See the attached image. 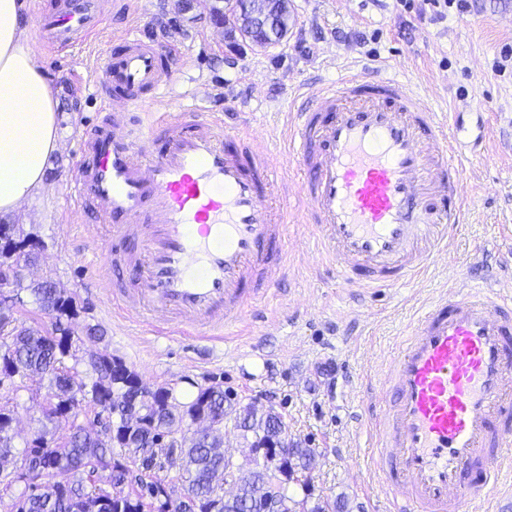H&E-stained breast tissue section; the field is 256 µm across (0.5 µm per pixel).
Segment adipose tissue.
I'll use <instances>...</instances> for the list:
<instances>
[{"label":"adipose tissue","mask_w":512,"mask_h":512,"mask_svg":"<svg viewBox=\"0 0 512 512\" xmlns=\"http://www.w3.org/2000/svg\"><path fill=\"white\" fill-rule=\"evenodd\" d=\"M26 0H0V215L39 187L57 148L52 89L22 19Z\"/></svg>","instance_id":"adipose-tissue-1"}]
</instances>
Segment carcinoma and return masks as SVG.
Instances as JSON below:
<instances>
[{
  "label": "carcinoma",
  "instance_id": "obj_1",
  "mask_svg": "<svg viewBox=\"0 0 512 512\" xmlns=\"http://www.w3.org/2000/svg\"><path fill=\"white\" fill-rule=\"evenodd\" d=\"M29 242L30 235L24 233L22 225L0 224V280L21 284L15 271L37 259ZM29 290L38 308L53 317L54 323L46 330L13 326L10 318L0 314V377L48 381L45 415L54 426L69 422L72 411L80 405L77 394L84 391L107 417L102 435L80 425L72 426L63 442L55 441L46 427L34 434L15 461L35 470L40 486L13 496L11 512H144L153 490L163 484L156 476L157 461L173 455L181 460L186 491L194 496L197 512H245L268 472L239 470L233 476L237 498L226 502L224 455L213 452L223 447V432L217 429L209 439L184 435L178 439L175 434L183 431V423L202 416L221 427L231 419L251 445L259 446L288 438L275 415L250 411L242 416L231 394L219 385L201 387L190 402L171 406L167 388L161 387L152 397L140 399L144 412L141 423L129 424L116 408L139 395L138 375L121 360L99 352L89 361L97 379L90 390H85L77 372L66 364L78 327L73 301L48 279L29 286ZM13 440L10 410L0 405V460L12 456ZM117 448L125 449V453H115ZM314 458L313 449L295 445L288 458L275 461L273 468L288 485L299 481V474L312 467ZM102 462L121 468L123 475L137 473V487L121 489L117 498L98 492L92 475Z\"/></svg>",
  "mask_w": 512,
  "mask_h": 512
}]
</instances>
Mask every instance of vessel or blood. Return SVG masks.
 Segmentation results:
<instances>
[{"instance_id":"vessel-or-blood-1","label":"vessel or blood","mask_w":512,"mask_h":512,"mask_svg":"<svg viewBox=\"0 0 512 512\" xmlns=\"http://www.w3.org/2000/svg\"><path fill=\"white\" fill-rule=\"evenodd\" d=\"M98 21L99 0H56L39 37L68 46ZM94 67L123 113L82 143L74 189L111 221L113 237L140 244L123 258L141 275L120 310L158 336L215 343L241 335L256 284L288 273L271 262L287 237L271 201L273 185L288 183L287 162L193 102L127 121L125 111L174 81L153 40L128 33L123 52L100 55ZM378 70L372 80L345 67L310 93V106L289 113L287 133L307 173L296 223L318 233L337 278L373 288L437 263L462 221L459 188L478 154L390 62ZM158 130L167 138L161 153L149 149ZM511 332L512 310L497 289L452 286L382 371L384 410L368 421L372 455L379 488L400 492L403 512H467L512 475Z\"/></svg>"}]
</instances>
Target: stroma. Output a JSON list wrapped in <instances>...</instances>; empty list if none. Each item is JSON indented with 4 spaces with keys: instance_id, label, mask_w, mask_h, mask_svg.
<instances>
[{
    "instance_id": "1",
    "label": "stroma",
    "mask_w": 512,
    "mask_h": 512,
    "mask_svg": "<svg viewBox=\"0 0 512 512\" xmlns=\"http://www.w3.org/2000/svg\"><path fill=\"white\" fill-rule=\"evenodd\" d=\"M97 29L83 43L53 48L38 40L42 10L51 0H30L27 36L35 44L57 99L58 152L43 187L0 222L23 225L38 259L24 282L51 279L79 311L73 355L67 361L84 384L96 376L91 353L107 351L152 389L173 387L181 402L199 388L221 385L240 406L273 408L291 443L314 449L309 491L290 484L294 499L342 501L343 512H397L400 499L380 493L367 474L370 439L364 377L379 360L396 354L414 313L449 283L497 282L512 294V0H469L464 11L436 14L425 0L408 13L397 0H288L293 21L272 50L252 46L214 27L202 0H102ZM171 33L163 54L171 69L191 62L187 76L162 91L175 101L192 78L212 79L203 108L224 115L227 129L266 136L267 148L283 147L285 108L297 86L336 81L350 64L389 60L411 73L449 120L469 129L486 126L484 153L494 165H468L467 195L476 199L449 245L448 263L397 288L364 289L336 284L313 232L288 228L292 269L245 317L246 331L211 345L178 336L155 337L146 324L124 318L111 288H135L138 271L110 265L100 247L138 251L115 241L111 226L75 204L74 171L88 132L111 122L106 98L90 88L97 54L119 51L128 31ZM486 114L471 106L472 97ZM111 288H104V279ZM101 330L102 339L85 330ZM47 384L35 378L0 389L13 414L16 448L46 425Z\"/></svg>"
}]
</instances>
